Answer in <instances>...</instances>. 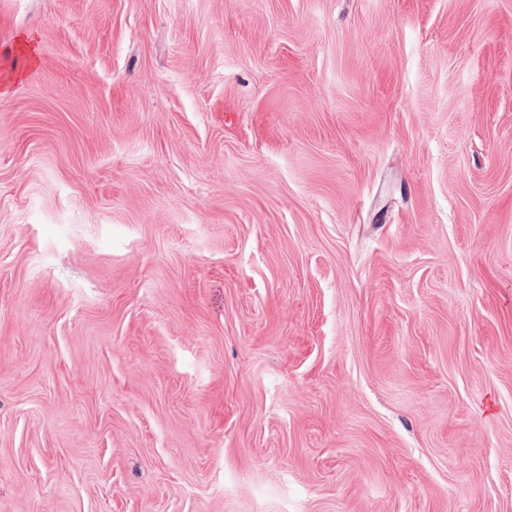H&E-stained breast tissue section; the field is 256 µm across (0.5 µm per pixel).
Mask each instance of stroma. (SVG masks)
<instances>
[{
  "instance_id": "obj_1",
  "label": "stroma",
  "mask_w": 512,
  "mask_h": 512,
  "mask_svg": "<svg viewBox=\"0 0 512 512\" xmlns=\"http://www.w3.org/2000/svg\"><path fill=\"white\" fill-rule=\"evenodd\" d=\"M0 512H512V0H0Z\"/></svg>"
}]
</instances>
